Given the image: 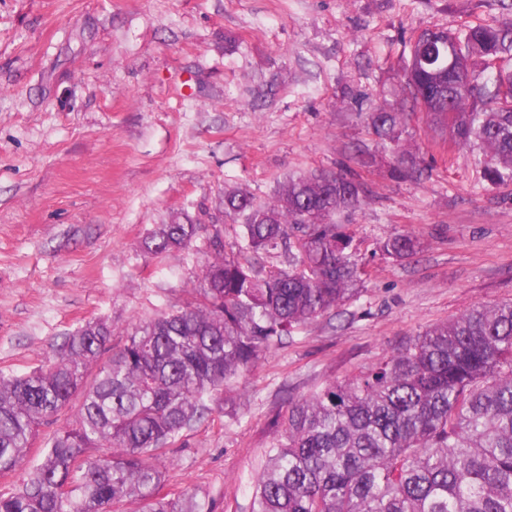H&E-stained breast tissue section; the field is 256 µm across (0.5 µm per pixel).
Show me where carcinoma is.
Listing matches in <instances>:
<instances>
[{
    "instance_id": "1",
    "label": "carcinoma",
    "mask_w": 512,
    "mask_h": 512,
    "mask_svg": "<svg viewBox=\"0 0 512 512\" xmlns=\"http://www.w3.org/2000/svg\"><path fill=\"white\" fill-rule=\"evenodd\" d=\"M436 32L462 65L448 75L434 58L439 40L417 37L403 87L410 111L478 151L489 182L512 179V20ZM488 57L501 61L491 78ZM366 120L400 154L399 172L416 169L406 113ZM363 194L354 178L324 171L289 177L267 203L228 194L225 214L243 219L229 250L220 224L157 226L143 243L153 257L206 234L189 300L139 322L118 349L111 325L92 320L32 371L0 373V475L20 474L0 492V512H112L128 499L141 512H210L194 493H158L166 451L264 352L359 293L367 261L335 216ZM421 249L410 231L380 245L396 261ZM249 253L282 257L288 269L267 270ZM76 400L75 420L24 469L38 428ZM281 428L251 512H512V303L428 327L368 371L290 404Z\"/></svg>"
}]
</instances>
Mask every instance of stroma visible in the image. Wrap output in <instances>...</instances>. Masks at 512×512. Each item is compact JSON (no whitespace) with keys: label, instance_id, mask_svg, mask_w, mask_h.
Here are the masks:
<instances>
[{"label":"stroma","instance_id":"obj_1","mask_svg":"<svg viewBox=\"0 0 512 512\" xmlns=\"http://www.w3.org/2000/svg\"><path fill=\"white\" fill-rule=\"evenodd\" d=\"M512 16L502 0H0V373L39 365L86 321L121 345L186 300L204 239L158 258L140 243L174 218L240 219L224 196L271 201L327 170L367 189L337 215L368 256L357 299L269 349L223 407L168 453L160 491L250 512L289 401L367 371L428 327L512 301V181L408 115L419 172L366 124L401 109L415 37ZM411 231L413 258L375 256Z\"/></svg>","mask_w":512,"mask_h":512}]
</instances>
